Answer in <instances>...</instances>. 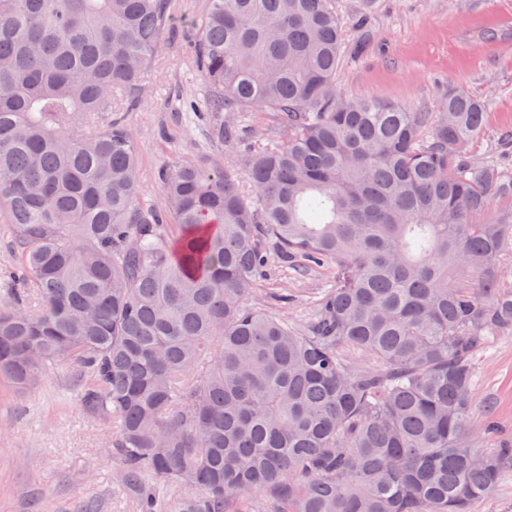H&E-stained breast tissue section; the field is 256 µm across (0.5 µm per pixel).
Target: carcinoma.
<instances>
[{"instance_id":"cac0c4a2","label":"carcinoma","mask_w":512,"mask_h":512,"mask_svg":"<svg viewBox=\"0 0 512 512\" xmlns=\"http://www.w3.org/2000/svg\"><path fill=\"white\" fill-rule=\"evenodd\" d=\"M174 0H0V376L68 358L141 512H470L512 466L473 447L472 361L512 330V171L476 159L486 102L409 111L336 86L334 0H209L195 117L273 112L286 141L163 169L139 201L134 102ZM100 112L108 123L88 135ZM477 215L484 216L480 223ZM332 264L297 328L246 304L268 263ZM347 351L375 361L353 369ZM185 487L161 504L145 477Z\"/></svg>"}]
</instances>
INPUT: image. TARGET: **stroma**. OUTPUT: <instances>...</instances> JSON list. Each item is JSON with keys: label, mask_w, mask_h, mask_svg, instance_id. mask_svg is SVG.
I'll use <instances>...</instances> for the list:
<instances>
[{"label": "stroma", "mask_w": 512, "mask_h": 512, "mask_svg": "<svg viewBox=\"0 0 512 512\" xmlns=\"http://www.w3.org/2000/svg\"><path fill=\"white\" fill-rule=\"evenodd\" d=\"M206 7L207 0H176L172 29L123 114L136 136L141 201L160 210L168 207L159 179L166 164L219 163L242 182L249 149L286 140L270 112L225 113L241 131L235 145L213 140L196 121L189 106L205 84L193 48ZM336 12L344 46L336 85L344 94L418 110L448 87L462 88L488 101L471 152L512 164L499 152L501 134L512 131V0H336ZM334 277L332 266L300 268L273 256L246 302L301 327ZM473 372V408L494 427L478 447L512 441V331L489 337ZM79 388L66 361L21 391L0 378V512H139L108 445L112 420L88 412Z\"/></svg>", "instance_id": "1"}]
</instances>
